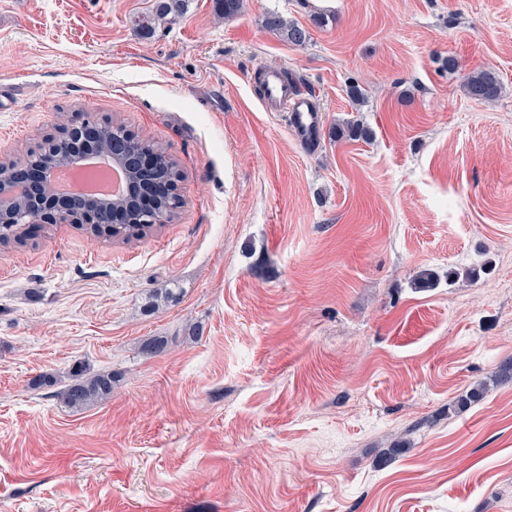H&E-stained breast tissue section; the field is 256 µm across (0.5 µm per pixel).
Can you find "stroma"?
Instances as JSON below:
<instances>
[{
	"label": "stroma",
	"mask_w": 512,
	"mask_h": 512,
	"mask_svg": "<svg viewBox=\"0 0 512 512\" xmlns=\"http://www.w3.org/2000/svg\"><path fill=\"white\" fill-rule=\"evenodd\" d=\"M157 3L0 0V151L113 119L186 200L127 244H0V512H512V0H187L144 35ZM260 66L314 98L315 147ZM102 372L111 398L62 402ZM265 27L295 46H301L309 39V33L304 27L294 22L287 23L281 16L274 13L266 17ZM465 88L471 98L483 101L497 99L503 90L501 82L489 71L469 74L466 78ZM149 147L157 156V164L153 169L152 175V179L156 182L158 188V205L156 210L161 211L164 220L172 221L181 204H179L178 201L169 199L166 186L168 182L180 179L181 171L166 147L155 143H152ZM162 218L157 216L156 223L165 222Z\"/></svg>",
	"instance_id": "stroma-1"
}]
</instances>
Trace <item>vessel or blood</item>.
Here are the masks:
<instances>
[{
	"label": "vessel or blood",
	"instance_id": "b4317fda",
	"mask_svg": "<svg viewBox=\"0 0 512 512\" xmlns=\"http://www.w3.org/2000/svg\"><path fill=\"white\" fill-rule=\"evenodd\" d=\"M254 74L263 81L262 101L266 110L281 114L297 136L303 141H310L312 135L317 134L321 123V116L312 99L289 82L282 71L258 68Z\"/></svg>",
	"mask_w": 512,
	"mask_h": 512
}]
</instances>
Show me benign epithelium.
<instances>
[{"label":"benign epithelium","mask_w":512,"mask_h":512,"mask_svg":"<svg viewBox=\"0 0 512 512\" xmlns=\"http://www.w3.org/2000/svg\"><path fill=\"white\" fill-rule=\"evenodd\" d=\"M94 127L93 123L70 125L58 137L42 138L30 152L34 158L31 163L17 164L14 158L0 155V167L6 168L0 176V239L11 238L15 227L21 224H76L96 234L111 235L117 220L100 219L102 201L89 199L85 207L74 209L67 198L54 195L48 186L52 171L70 167L96 152L92 142ZM108 154L130 176L145 172L150 157L146 149L129 151L122 141L112 142ZM126 196L135 198L145 207V213L155 212L151 183L129 180Z\"/></svg>","instance_id":"obj_1"}]
</instances>
